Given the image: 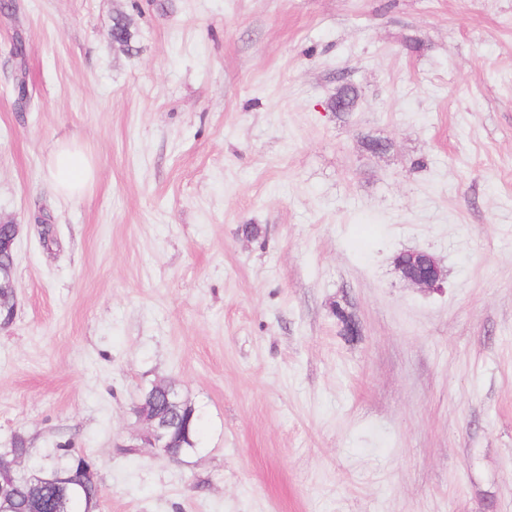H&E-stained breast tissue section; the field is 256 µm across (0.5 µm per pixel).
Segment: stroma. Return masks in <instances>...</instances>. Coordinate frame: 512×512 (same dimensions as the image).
I'll return each instance as SVG.
<instances>
[{
    "label": "stroma",
    "mask_w": 512,
    "mask_h": 512,
    "mask_svg": "<svg viewBox=\"0 0 512 512\" xmlns=\"http://www.w3.org/2000/svg\"><path fill=\"white\" fill-rule=\"evenodd\" d=\"M10 2L0 448L88 455L99 512H512V0ZM163 381L202 415L177 461L134 412ZM48 170L56 190L68 197L80 196L93 176L91 162L70 148L58 151L50 160ZM397 270L407 282L424 290L443 287L445 273L437 259L424 250L405 251L397 256Z\"/></svg>",
    "instance_id": "35a3bbf8"
}]
</instances>
